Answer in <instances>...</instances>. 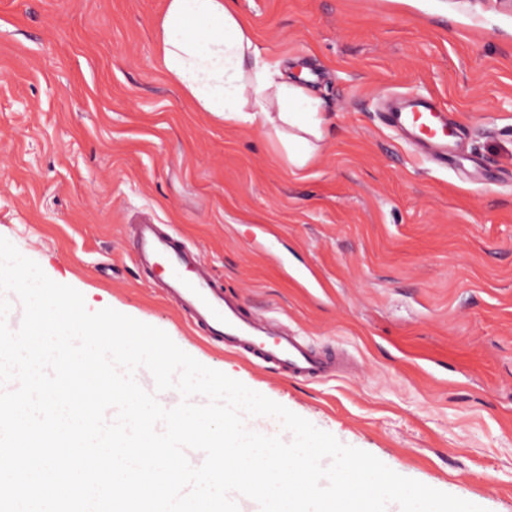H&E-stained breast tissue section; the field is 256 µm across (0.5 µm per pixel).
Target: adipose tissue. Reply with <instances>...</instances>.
I'll return each instance as SVG.
<instances>
[{"label":"adipose tissue","mask_w":512,"mask_h":512,"mask_svg":"<svg viewBox=\"0 0 512 512\" xmlns=\"http://www.w3.org/2000/svg\"><path fill=\"white\" fill-rule=\"evenodd\" d=\"M157 27L165 73L198 111L224 124H261L293 172L316 157L329 133L322 98L262 53L234 0H167Z\"/></svg>","instance_id":"1"}]
</instances>
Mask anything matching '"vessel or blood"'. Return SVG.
Segmentation results:
<instances>
[{
  "label": "vessel or blood",
  "instance_id": "b4317fda",
  "mask_svg": "<svg viewBox=\"0 0 512 512\" xmlns=\"http://www.w3.org/2000/svg\"><path fill=\"white\" fill-rule=\"evenodd\" d=\"M387 120L434 158H446L456 148V134L432 98L395 99L387 109ZM132 236L139 264L153 273L164 298L203 332L206 342L290 378L313 380L332 374L335 357L314 351L300 334L247 310L217 288L200 251L166 225L136 224Z\"/></svg>",
  "mask_w": 512,
  "mask_h": 512
}]
</instances>
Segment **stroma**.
Returning <instances> with one entry per match:
<instances>
[{
  "label": "stroma",
  "instance_id": "obj_1",
  "mask_svg": "<svg viewBox=\"0 0 512 512\" xmlns=\"http://www.w3.org/2000/svg\"><path fill=\"white\" fill-rule=\"evenodd\" d=\"M166 0H0V236L53 281L164 330L396 473L512 512V0H237L309 72L333 130L294 174L260 125L197 111L157 56ZM433 96L465 135L441 167L384 123ZM335 377L207 345L154 290L140 215Z\"/></svg>",
  "mask_w": 512,
  "mask_h": 512
}]
</instances>
